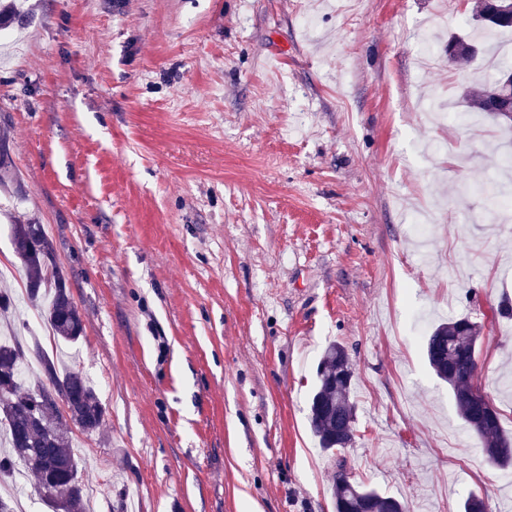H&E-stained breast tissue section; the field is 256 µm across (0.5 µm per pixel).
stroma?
Returning <instances> with one entry per match:
<instances>
[{
  "label": "stroma",
  "instance_id": "stroma-1",
  "mask_svg": "<svg viewBox=\"0 0 512 512\" xmlns=\"http://www.w3.org/2000/svg\"><path fill=\"white\" fill-rule=\"evenodd\" d=\"M31 2L0 33V260L12 219H36L84 315L73 344H47L26 301L15 322L106 408L74 435L88 512H333L309 423L332 341L358 480L410 512L472 490L512 512V468L473 463L414 334L476 322V382L512 430V222L483 193L512 197V125L462 117L512 32L452 62L473 26L457 0Z\"/></svg>",
  "mask_w": 512,
  "mask_h": 512
}]
</instances>
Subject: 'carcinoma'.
I'll use <instances>...</instances> for the list:
<instances>
[{"label": "carcinoma", "mask_w": 512, "mask_h": 512, "mask_svg": "<svg viewBox=\"0 0 512 512\" xmlns=\"http://www.w3.org/2000/svg\"><path fill=\"white\" fill-rule=\"evenodd\" d=\"M500 8L512 10V0H473L474 26L467 36L448 39V46L459 47L448 60L476 56L479 41L491 30H512V24L497 20ZM510 71L511 63L500 62L482 87L463 98L467 110L503 112L512 102V87L499 80ZM11 245L25 271L27 302L40 308L55 340L78 341L84 331L83 315L72 301L43 225L33 219L15 222ZM479 333V326L466 317L450 319L426 336L425 355L434 375L451 389L459 417L478 439L488 462L506 468L512 466V435L504 432L500 413H495L494 420H486L482 405L472 397L479 391L474 383ZM25 364L21 344L10 337L0 339V423L7 428L9 448L0 455V480L8 478L19 463L53 512H85L73 435L76 430L85 434L99 431L105 408L81 373L73 369L61 373L45 358L43 376L30 384ZM354 389L347 349L333 341L321 354L310 402L312 431L324 453L335 455L355 438ZM332 490L335 512H408L399 499L358 484L342 463L337 465Z\"/></svg>", "instance_id": "carcinoma-1"}]
</instances>
